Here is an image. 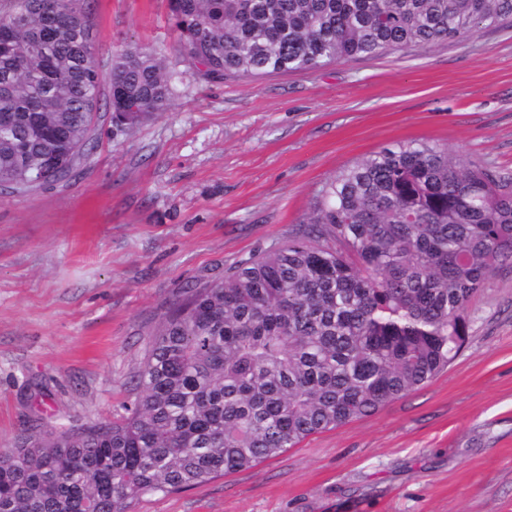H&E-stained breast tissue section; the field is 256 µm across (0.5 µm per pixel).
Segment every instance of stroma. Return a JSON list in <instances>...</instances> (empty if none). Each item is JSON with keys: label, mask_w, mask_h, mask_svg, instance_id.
I'll return each instance as SVG.
<instances>
[{"label": "stroma", "mask_w": 512, "mask_h": 512, "mask_svg": "<svg viewBox=\"0 0 512 512\" xmlns=\"http://www.w3.org/2000/svg\"><path fill=\"white\" fill-rule=\"evenodd\" d=\"M96 61L149 48L171 107L99 134L70 179L0 188V446L107 418L185 288L279 246L337 171L423 140L512 171V23L420 50L202 79L168 0H91ZM448 369L377 413L133 512H512V267L471 300Z\"/></svg>", "instance_id": "1"}]
</instances>
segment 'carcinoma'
<instances>
[{"instance_id":"obj_1","label":"carcinoma","mask_w":512,"mask_h":512,"mask_svg":"<svg viewBox=\"0 0 512 512\" xmlns=\"http://www.w3.org/2000/svg\"><path fill=\"white\" fill-rule=\"evenodd\" d=\"M177 50L207 81L320 68L461 40L512 0H170ZM29 15L26 26L14 23ZM89 0H0V182L27 192L93 140L103 84L135 126L176 73L130 44L84 64ZM512 266V174L424 141L336 172L288 242L195 285L162 317L134 399L110 420L0 448V512H133L368 416L448 368L468 306Z\"/></svg>"}]
</instances>
